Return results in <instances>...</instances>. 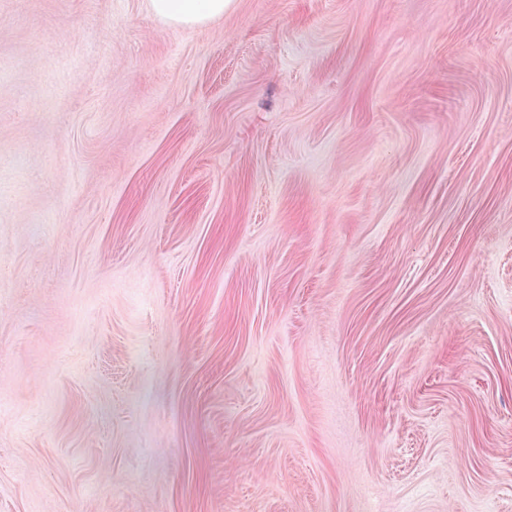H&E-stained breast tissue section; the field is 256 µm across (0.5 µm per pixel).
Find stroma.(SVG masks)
Returning a JSON list of instances; mask_svg holds the SVG:
<instances>
[{"mask_svg":"<svg viewBox=\"0 0 512 512\" xmlns=\"http://www.w3.org/2000/svg\"><path fill=\"white\" fill-rule=\"evenodd\" d=\"M0 512H512V0H0ZM233 0H149L152 14L172 26H201L224 16Z\"/></svg>","mask_w":512,"mask_h":512,"instance_id":"stroma-1","label":"stroma"}]
</instances>
